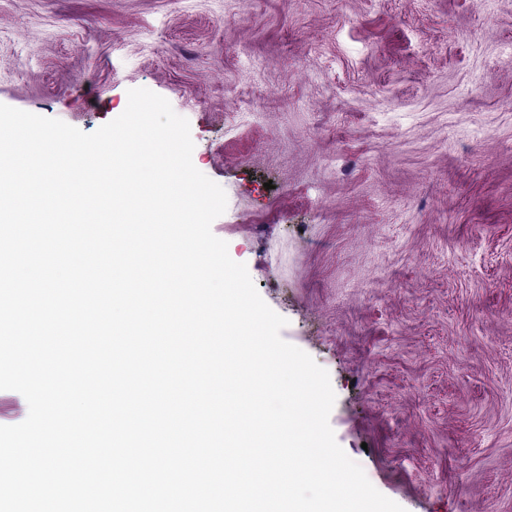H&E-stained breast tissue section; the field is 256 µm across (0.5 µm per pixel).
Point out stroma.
Returning <instances> with one entry per match:
<instances>
[{
	"label": "stroma",
	"mask_w": 512,
	"mask_h": 512,
	"mask_svg": "<svg viewBox=\"0 0 512 512\" xmlns=\"http://www.w3.org/2000/svg\"><path fill=\"white\" fill-rule=\"evenodd\" d=\"M188 119L213 233L405 512H512V0H0V103Z\"/></svg>",
	"instance_id": "35a3bbf8"
}]
</instances>
